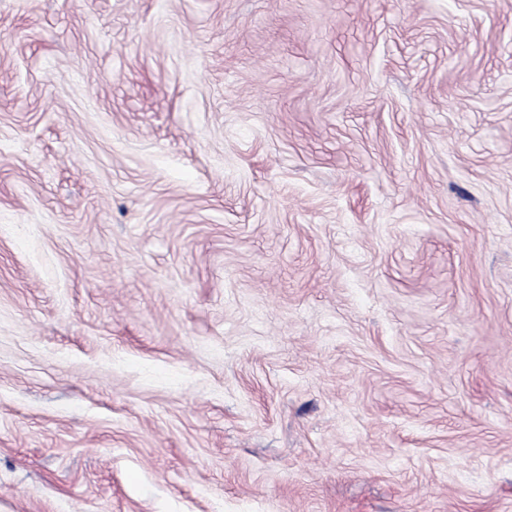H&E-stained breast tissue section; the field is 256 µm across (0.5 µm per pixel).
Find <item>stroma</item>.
Instances as JSON below:
<instances>
[{"label": "stroma", "mask_w": 512, "mask_h": 512, "mask_svg": "<svg viewBox=\"0 0 512 512\" xmlns=\"http://www.w3.org/2000/svg\"><path fill=\"white\" fill-rule=\"evenodd\" d=\"M0 512H512V0H0Z\"/></svg>", "instance_id": "stroma-1"}]
</instances>
